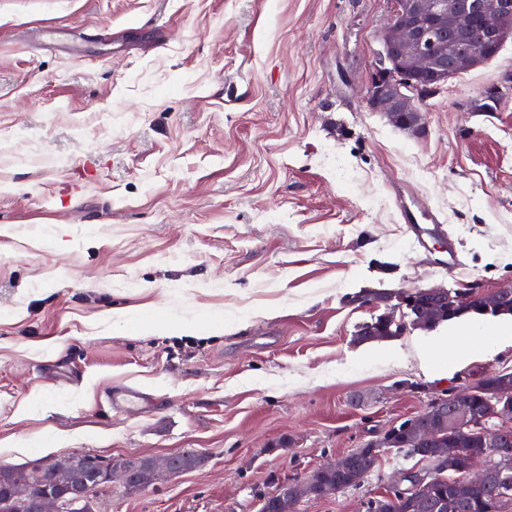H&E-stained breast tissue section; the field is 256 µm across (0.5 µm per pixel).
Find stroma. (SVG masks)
Listing matches in <instances>:
<instances>
[{
    "mask_svg": "<svg viewBox=\"0 0 512 512\" xmlns=\"http://www.w3.org/2000/svg\"><path fill=\"white\" fill-rule=\"evenodd\" d=\"M392 0H0V463L202 467L98 512H259L279 484L512 348L425 365L406 330L359 358L366 291L512 283V39L395 127L363 94ZM18 26L49 31L21 43ZM426 208L437 233L409 230ZM153 394L117 410L112 386ZM387 453L296 512H362Z\"/></svg>",
    "mask_w": 512,
    "mask_h": 512,
    "instance_id": "35a3bbf8",
    "label": "stroma"
}]
</instances>
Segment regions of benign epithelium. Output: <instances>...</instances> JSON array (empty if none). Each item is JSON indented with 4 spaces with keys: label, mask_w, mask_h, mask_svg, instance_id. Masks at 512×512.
Masks as SVG:
<instances>
[{
    "label": "benign epithelium",
    "mask_w": 512,
    "mask_h": 512,
    "mask_svg": "<svg viewBox=\"0 0 512 512\" xmlns=\"http://www.w3.org/2000/svg\"><path fill=\"white\" fill-rule=\"evenodd\" d=\"M512 38V0H397L381 32L382 47L393 63L401 66V77L391 78L379 70L366 89L368 108L386 113L393 122L416 133L421 123L405 121L409 113L421 117L426 92L434 91L459 73L491 59V49H499ZM512 90V73L500 77V83L485 92V99L497 103ZM480 292L473 289L449 290L445 287L403 289L384 295H364L360 303L385 306L386 322L394 321L396 311L414 309L413 324L423 327L436 321L446 308L455 311L473 309ZM485 393L486 411L474 414L472 397ZM512 417V382L506 378L489 388L480 384L465 387L447 399H435L420 415L409 419L401 428L391 426L363 448L326 461L304 479L287 481L273 493L279 512H293L296 501L321 498L335 491L323 483V476L336 474L350 485L363 481L367 472L357 465V458L368 453L378 462L386 449L405 438L415 444L414 455L427 463L422 468L403 470L390 488H401L411 480L407 493L409 512H448L470 500L472 493L487 485L494 476L512 468V444L500 439V432L473 429L486 422ZM467 435L482 441L486 457L463 463L448 455L443 441ZM47 464L63 480L54 487L29 488V478L17 480L11 507L16 512H88L92 503L90 490L119 483L129 491L147 488L160 476L182 473L175 468L173 455L141 456L137 460L103 459L89 454L79 463L75 454L50 458ZM448 478V499L436 500V484Z\"/></svg>",
    "instance_id": "1"
}]
</instances>
